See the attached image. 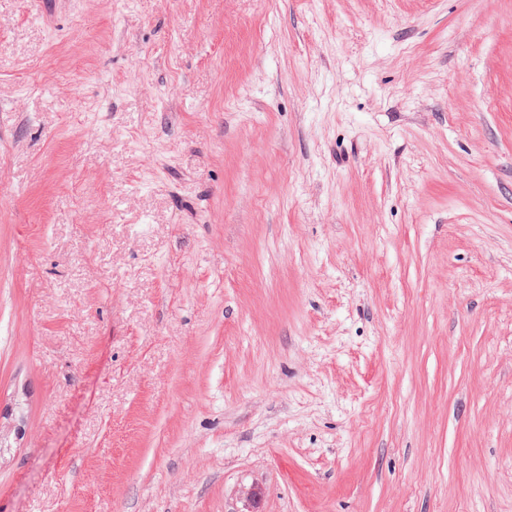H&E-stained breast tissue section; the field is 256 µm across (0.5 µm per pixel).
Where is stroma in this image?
<instances>
[{
    "label": "stroma",
    "mask_w": 512,
    "mask_h": 512,
    "mask_svg": "<svg viewBox=\"0 0 512 512\" xmlns=\"http://www.w3.org/2000/svg\"><path fill=\"white\" fill-rule=\"evenodd\" d=\"M0 512H512V0H0Z\"/></svg>",
    "instance_id": "obj_1"
}]
</instances>
